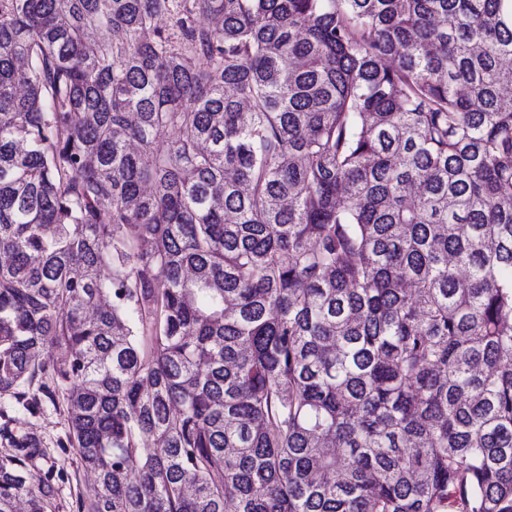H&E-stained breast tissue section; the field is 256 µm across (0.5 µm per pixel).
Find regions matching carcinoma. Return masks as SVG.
Instances as JSON below:
<instances>
[{
    "label": "carcinoma",
    "mask_w": 512,
    "mask_h": 512,
    "mask_svg": "<svg viewBox=\"0 0 512 512\" xmlns=\"http://www.w3.org/2000/svg\"><path fill=\"white\" fill-rule=\"evenodd\" d=\"M511 88L503 0H0V393L78 512H512ZM0 424L8 418L18 419L23 428L36 433L47 448L49 454L48 464L44 463L41 470L31 472L33 480L37 481L49 465L53 464L54 483L56 487V501L58 512H77L76 500L78 496L83 499L91 498L94 493L92 478L83 471L79 465L74 451L69 448L67 453L58 447L60 440H66L67 424L59 415L51 401L44 398L38 412L29 414L18 405L15 399L7 395H0ZM6 416V417H4Z\"/></svg>",
    "instance_id": "obj_1"
}]
</instances>
